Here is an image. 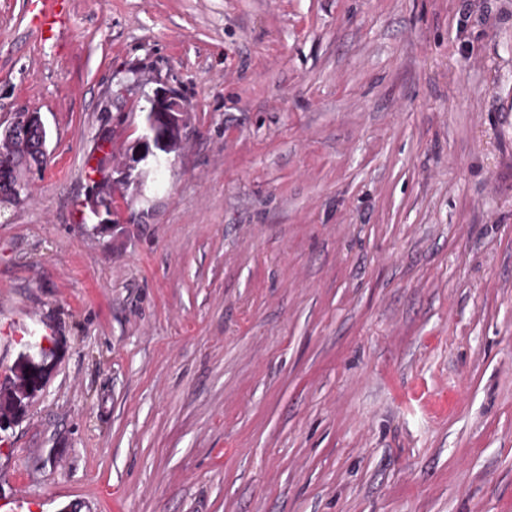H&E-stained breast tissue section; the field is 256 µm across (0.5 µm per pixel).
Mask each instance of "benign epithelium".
<instances>
[{
    "instance_id": "7a95c632",
    "label": "benign epithelium",
    "mask_w": 512,
    "mask_h": 512,
    "mask_svg": "<svg viewBox=\"0 0 512 512\" xmlns=\"http://www.w3.org/2000/svg\"><path fill=\"white\" fill-rule=\"evenodd\" d=\"M149 108L145 115V134L142 144L147 146L154 140L182 137L184 122L179 98L174 89L162 87L147 97ZM36 135L29 147V154L0 167L8 175L7 184L21 196L29 193L33 177L39 174L47 161L45 151L46 127L40 113L22 111L15 113L10 123L0 132L5 137L26 139ZM48 354L46 337L30 332L27 350L15 369L18 379L6 376L0 380V432L9 428L11 416L22 410L25 401L41 390L46 377L45 359Z\"/></svg>"
}]
</instances>
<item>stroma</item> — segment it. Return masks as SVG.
<instances>
[{
  "label": "stroma",
  "instance_id": "stroma-1",
  "mask_svg": "<svg viewBox=\"0 0 512 512\" xmlns=\"http://www.w3.org/2000/svg\"><path fill=\"white\" fill-rule=\"evenodd\" d=\"M0 0V512H512V0ZM175 89L186 138L116 221ZM54 5L50 10L40 9L35 19L41 28L44 40H56L68 30L65 6L68 0H52ZM147 101L150 106L145 115L143 150L134 161L135 163L147 159L145 147L155 139L163 141L171 137L182 138L184 128L179 98L174 89L168 87L156 89L153 96L147 97ZM30 133L36 135V141L30 142V153L18 161L2 166L3 172L8 175L7 184L18 196L28 195L33 177L46 164V127L40 112L22 111L16 112L10 123L0 132L5 137L22 140L28 138ZM30 338L27 350L22 353L21 362L15 369L19 379L5 376L0 380V432L9 428L11 416L22 410L25 406L24 400L34 396L44 384L47 339L45 336H38L36 331L30 332ZM36 355L41 357V361L35 360Z\"/></svg>",
  "mask_w": 512,
  "mask_h": 512
}]
</instances>
